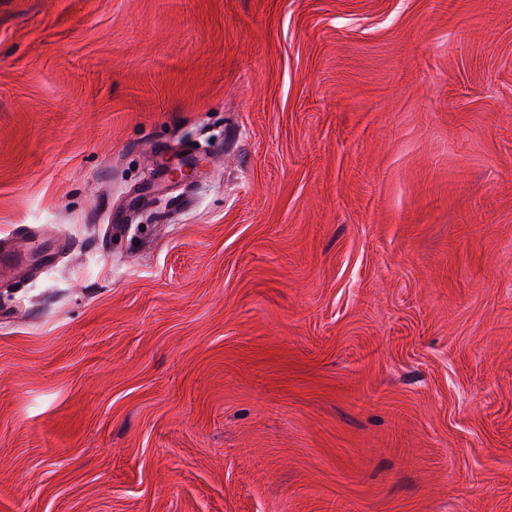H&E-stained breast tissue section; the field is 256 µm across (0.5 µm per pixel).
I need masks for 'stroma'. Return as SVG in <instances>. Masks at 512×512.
<instances>
[{"label": "stroma", "mask_w": 512, "mask_h": 512, "mask_svg": "<svg viewBox=\"0 0 512 512\" xmlns=\"http://www.w3.org/2000/svg\"><path fill=\"white\" fill-rule=\"evenodd\" d=\"M0 255V512H512V0H0Z\"/></svg>", "instance_id": "obj_1"}]
</instances>
